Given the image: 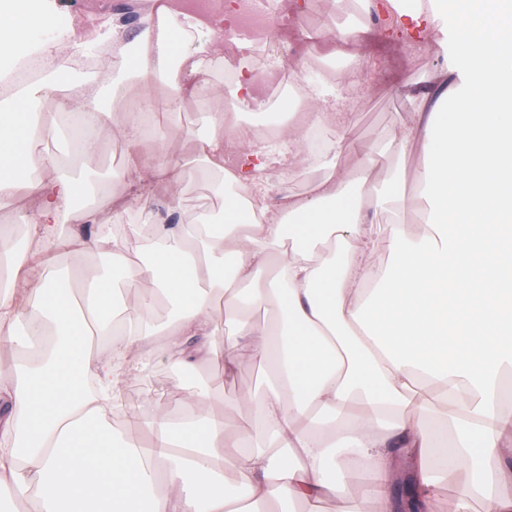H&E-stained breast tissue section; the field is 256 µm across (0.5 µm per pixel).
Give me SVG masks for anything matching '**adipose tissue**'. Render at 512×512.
<instances>
[{
    "mask_svg": "<svg viewBox=\"0 0 512 512\" xmlns=\"http://www.w3.org/2000/svg\"><path fill=\"white\" fill-rule=\"evenodd\" d=\"M396 2L351 7L409 37L451 18L448 66L467 69L468 87L431 74L412 98L414 137L386 135L377 150L343 136L320 158L325 175L275 205L274 171L299 164L303 121L290 117L287 152L255 142L241 149L243 132L209 109L224 68L212 17L180 0H151L135 53L116 51L108 75L80 82L53 64L57 45L39 49L43 79L0 102V208L17 207L32 247L18 251L12 225H0V337L17 352L0 379L1 497L32 502L34 512H282L287 502L317 512L328 500L336 512H360L368 497L390 506L401 453L429 512H464L461 501L437 495L442 478L464 480L482 512H512V413L502 407V376L512 370V0H418L410 11ZM44 19L39 0H0V39L25 46ZM123 81L146 102L163 96L174 112L196 96L205 126L186 139L188 161L158 144L143 152V138L159 135L145 133V114L122 108ZM298 90L320 107L315 125L353 126L355 103L335 107L304 82ZM49 96L74 108L79 154L102 137L128 143L119 176L131 193L74 209L87 184L56 151L35 147L57 136L31 119ZM450 98L454 109L441 115ZM415 139L430 159L418 174L430 220L409 236L373 224L368 212L411 206L399 192H376L374 172ZM346 152L357 158L349 181L336 175ZM190 162L216 197L229 186L245 192L247 223L234 222V201L176 219ZM157 183L170 200L163 213L150 204ZM133 209L140 221L129 234L144 256L131 265L112 226ZM77 219L96 225L93 238L74 231ZM64 250L122 265L138 304L121 305L99 265L58 263ZM377 252L386 267L372 264ZM161 302L173 313L159 326ZM256 307L275 322L253 320ZM160 331L171 369L206 360L224 375L200 383L182 415L161 397L138 428L117 433L111 408L152 358L149 338ZM246 351L270 371L253 396L254 439L228 435L219 404L224 376ZM88 377L99 397L72 392ZM228 471L244 496L226 492Z\"/></svg>",
    "mask_w": 512,
    "mask_h": 512,
    "instance_id": "obj_1",
    "label": "adipose tissue"
}]
</instances>
